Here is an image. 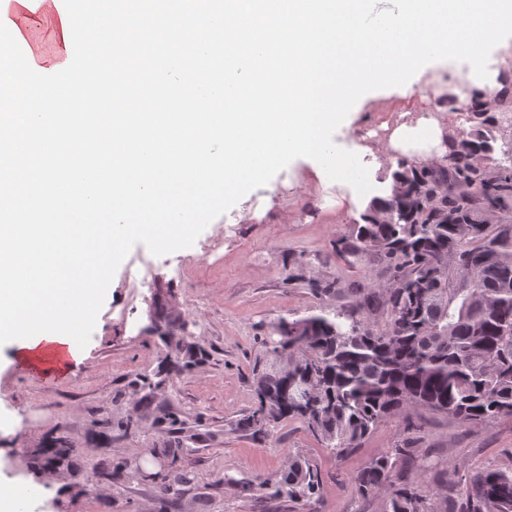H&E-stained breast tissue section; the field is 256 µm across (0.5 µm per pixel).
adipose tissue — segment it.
<instances>
[{
    "mask_svg": "<svg viewBox=\"0 0 512 512\" xmlns=\"http://www.w3.org/2000/svg\"><path fill=\"white\" fill-rule=\"evenodd\" d=\"M455 123L443 110L411 114L391 131L387 144L360 140V148L369 157L377 159L381 169H389L395 162L396 153L417 151L422 162L439 163L448 153L449 144L455 137ZM69 347L57 341H41L34 347H16L15 363L35 365L45 372H62L69 368Z\"/></svg>",
    "mask_w": 512,
    "mask_h": 512,
    "instance_id": "adipose-tissue-1",
    "label": "adipose tissue"
}]
</instances>
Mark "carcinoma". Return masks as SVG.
<instances>
[{"label":"carcinoma","mask_w":512,"mask_h":512,"mask_svg":"<svg viewBox=\"0 0 512 512\" xmlns=\"http://www.w3.org/2000/svg\"><path fill=\"white\" fill-rule=\"evenodd\" d=\"M464 111L471 129L454 140L448 163H399L384 207L374 198L362 223L334 241L336 255L352 266L375 258L386 280L346 309L273 326L250 426L296 420L343 452L383 420L418 408L464 426L512 416V224L484 222L490 210H509L512 169L487 164L497 117L477 95ZM193 347H168L171 365L188 367ZM296 374L312 377V391L284 406L279 393ZM73 452L60 439L41 449L42 467L67 462ZM415 452L404 441L370 461L352 478L355 493L384 492L383 512H448L455 494L461 512H512V467L477 472L435 493L397 472ZM177 461L158 482L164 501L193 481L191 464ZM321 484L315 465L290 458L273 495L310 502Z\"/></svg>","instance_id":"carcinoma-1"}]
</instances>
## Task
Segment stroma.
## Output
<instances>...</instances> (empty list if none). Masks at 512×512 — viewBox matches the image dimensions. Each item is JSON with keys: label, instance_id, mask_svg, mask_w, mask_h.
Here are the masks:
<instances>
[{"label": "stroma", "instance_id": "obj_1", "mask_svg": "<svg viewBox=\"0 0 512 512\" xmlns=\"http://www.w3.org/2000/svg\"><path fill=\"white\" fill-rule=\"evenodd\" d=\"M410 105L396 96L380 99L363 111L355 131H336L333 140L350 148L355 136L379 131ZM359 221V212L325 206L322 188L297 159L213 220L191 247L156 257L136 244L111 282L112 296L79 362L68 372L47 383L17 366L0 367V448L13 451L0 474L34 483L26 512H382V497H357L352 478L405 439L417 441L436 464L425 473L411 462L410 479L434 488L447 486L458 472L512 466V416L463 426L419 409L382 422L343 455L297 421H281L262 434L247 427L258 406L253 367L266 355L273 325L318 307L349 304L356 289L383 281L377 263L356 268L333 252V240ZM218 236L224 246L215 258L207 249ZM314 279L334 281L335 294L316 296ZM156 312L185 321L205 355L147 391L143 378L169 363L151 329ZM135 410L140 419L127 424ZM172 416L177 425L169 424ZM59 437L73 449L63 497L43 488L38 467L39 448ZM166 448L182 451L195 472L194 481L169 503L136 471L149 463L166 470ZM292 456L317 466V499L302 507L246 491L249 483L275 482ZM120 460L129 464L126 475L100 484L99 472Z\"/></svg>", "mask_w": 512, "mask_h": 512}]
</instances>
